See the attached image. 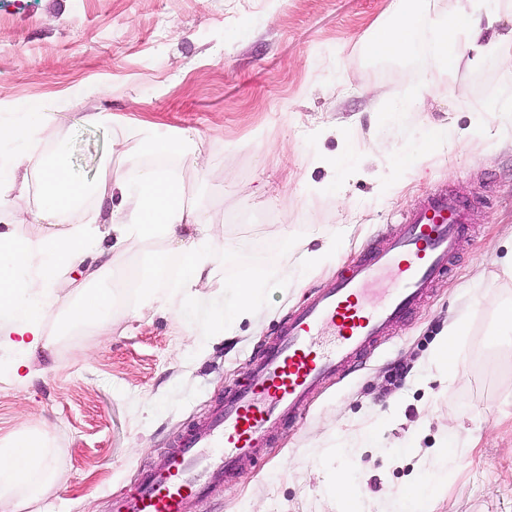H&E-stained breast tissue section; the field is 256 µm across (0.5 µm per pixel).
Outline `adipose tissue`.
Here are the masks:
<instances>
[{"label": "adipose tissue", "mask_w": 512, "mask_h": 512, "mask_svg": "<svg viewBox=\"0 0 512 512\" xmlns=\"http://www.w3.org/2000/svg\"><path fill=\"white\" fill-rule=\"evenodd\" d=\"M501 21L502 0H481L475 16L466 12L423 16L418 0H398L394 16L378 29L366 51L378 58L400 56L414 27L424 22L433 34V70L462 61L473 67L485 53L500 48L512 63V29L499 32ZM19 109L17 120L0 119V145L18 148L14 160L0 163V210L12 212L10 222L0 225V315L12 319L9 327L0 329V355L6 361L0 380L15 383L34 377L31 357L50 348L44 326L52 318L64 315L72 328L112 324L113 293L88 295L74 304L66 303L62 296L70 272L85 261L101 235L98 225L77 220L90 197L113 202L109 233L114 244L111 257L102 264L113 273H123V257L134 241L173 244L181 257L178 288L192 297L211 275L209 255L217 241L214 220L202 206L188 204L182 177L175 169L149 164L131 177L122 167L109 165L94 183H85L69 171L68 147L62 139L52 138L49 152L29 158L27 145L51 138L48 115L35 99L22 102ZM30 162L38 170L39 201L36 209L20 214L11 206L13 199L28 189L27 179L19 177L18 171ZM21 224L38 225L40 236L33 240L19 237ZM185 226L193 232L184 239L179 230ZM262 294V280L244 278L232 284L225 292L223 325L250 316L261 304ZM50 452L43 432L23 433L0 442V512H20L23 502L38 501L44 488L58 481V474L44 466ZM19 486L27 488L26 500L14 495Z\"/></svg>", "instance_id": "adipose-tissue-1"}]
</instances>
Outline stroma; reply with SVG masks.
Masks as SVG:
<instances>
[{"label":"stroma","instance_id":"obj_1","mask_svg":"<svg viewBox=\"0 0 512 512\" xmlns=\"http://www.w3.org/2000/svg\"><path fill=\"white\" fill-rule=\"evenodd\" d=\"M391 9L392 0H0V110L44 101L73 173L89 183L108 161L132 172L153 163L119 151L135 126L162 138L197 131L206 177L178 158L168 164L223 241L196 298L117 303L108 331L49 324L54 345L35 354L37 376L0 383V438L47 433L45 465L60 475L22 512H109L136 468L212 414L291 312L370 241L399 234L421 199L451 188L473 204L448 275L302 419L275 429L271 448L185 512H338L328 488L341 468L360 488L355 512H393L451 437L456 460L431 512H512V331L494 329L496 306L512 299V280L499 274L512 250V143L484 139L497 125L491 104L512 99V65L492 54L433 71L420 27L402 58L370 56L365 43ZM75 92L82 106L70 104ZM418 95L420 109L393 119L396 102ZM92 112L112 120L91 123ZM353 118L358 173L327 186L317 160L342 146L325 130ZM443 121L474 134L398 170L421 130ZM324 239L336 244L334 261L304 284L270 283L259 310L211 335L226 285L295 269ZM158 259L170 289L176 254L153 243L125 254L133 270ZM462 315L469 332L450 375L431 356Z\"/></svg>","mask_w":512,"mask_h":512}]
</instances>
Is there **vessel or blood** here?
<instances>
[{
    "instance_id": "b4317fda",
    "label": "vessel or blood",
    "mask_w": 512,
    "mask_h": 512,
    "mask_svg": "<svg viewBox=\"0 0 512 512\" xmlns=\"http://www.w3.org/2000/svg\"><path fill=\"white\" fill-rule=\"evenodd\" d=\"M469 210L453 189L424 198L397 238L374 241L349 274L295 310L223 403L137 470L110 512H183L236 477L276 424L293 423L328 380L405 322L447 271Z\"/></svg>"
}]
</instances>
